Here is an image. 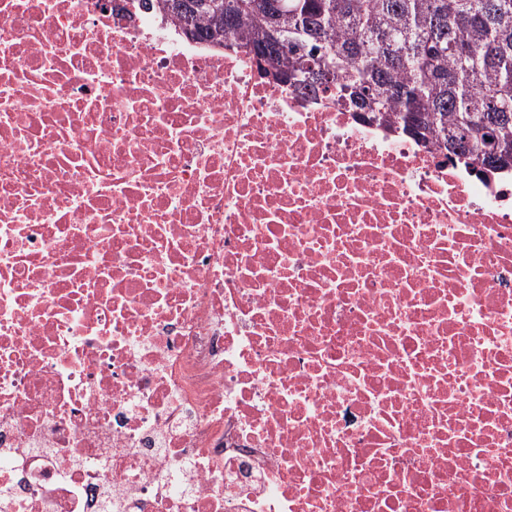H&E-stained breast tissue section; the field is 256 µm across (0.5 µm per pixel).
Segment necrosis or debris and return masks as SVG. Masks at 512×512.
<instances>
[{
    "label": "necrosis or debris",
    "instance_id": "necrosis-or-debris-1",
    "mask_svg": "<svg viewBox=\"0 0 512 512\" xmlns=\"http://www.w3.org/2000/svg\"><path fill=\"white\" fill-rule=\"evenodd\" d=\"M122 2L0 0V512H512V177Z\"/></svg>",
    "mask_w": 512,
    "mask_h": 512
}]
</instances>
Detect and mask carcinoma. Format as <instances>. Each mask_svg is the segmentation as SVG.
<instances>
[{
  "label": "carcinoma",
  "mask_w": 512,
  "mask_h": 512,
  "mask_svg": "<svg viewBox=\"0 0 512 512\" xmlns=\"http://www.w3.org/2000/svg\"><path fill=\"white\" fill-rule=\"evenodd\" d=\"M156 0L183 32L253 54L270 33L289 83L433 145L481 173H512V0Z\"/></svg>",
  "instance_id": "obj_1"
}]
</instances>
